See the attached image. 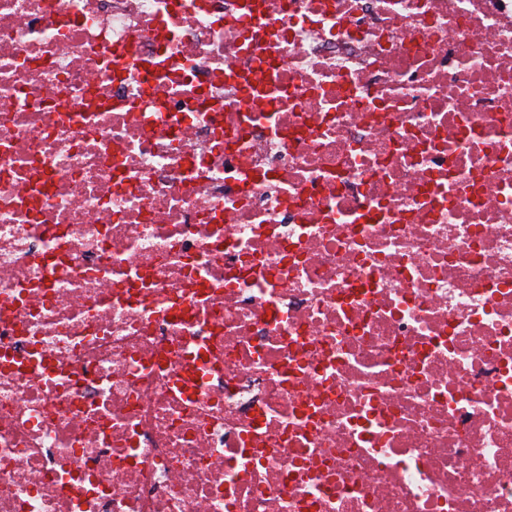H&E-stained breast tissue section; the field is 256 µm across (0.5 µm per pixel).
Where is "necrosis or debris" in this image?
I'll return each mask as SVG.
<instances>
[{
  "instance_id": "1",
  "label": "necrosis or debris",
  "mask_w": 512,
  "mask_h": 512,
  "mask_svg": "<svg viewBox=\"0 0 512 512\" xmlns=\"http://www.w3.org/2000/svg\"><path fill=\"white\" fill-rule=\"evenodd\" d=\"M0 512H512V0H0Z\"/></svg>"
}]
</instances>
